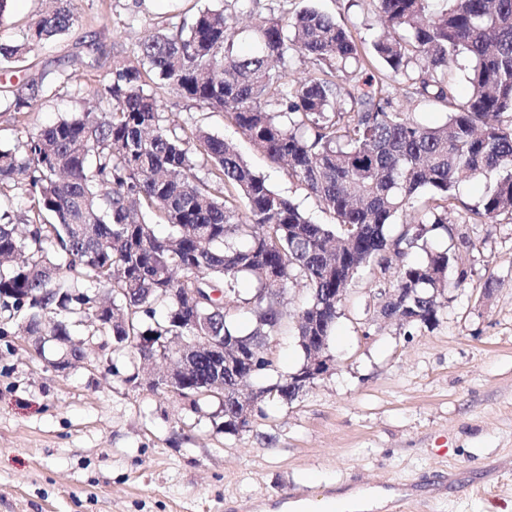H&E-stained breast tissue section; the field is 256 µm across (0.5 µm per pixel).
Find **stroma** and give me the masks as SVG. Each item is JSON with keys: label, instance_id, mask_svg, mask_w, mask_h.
Returning <instances> with one entry per match:
<instances>
[{"label": "stroma", "instance_id": "obj_1", "mask_svg": "<svg viewBox=\"0 0 512 512\" xmlns=\"http://www.w3.org/2000/svg\"><path fill=\"white\" fill-rule=\"evenodd\" d=\"M313 6L350 30L362 52L382 27L374 0H76L78 24L31 62L73 78L31 112H0V147L87 111L114 58L199 10L253 24ZM99 65L81 64L86 34ZM163 112L233 142L251 169L314 222L331 218L287 169L270 163L221 112L151 85ZM465 280L449 274L438 320L421 328L379 313L393 272L361 271L339 307L330 371L289 402L263 404L250 430L227 434L166 394L78 364L59 372L49 342L30 357L13 320L0 321V512H280L337 488L418 498L412 512H512V219L470 224L451 213Z\"/></svg>", "mask_w": 512, "mask_h": 512}]
</instances>
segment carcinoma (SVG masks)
I'll return each instance as SVG.
<instances>
[{
	"label": "carcinoma",
	"instance_id": "cac0c4a2",
	"mask_svg": "<svg viewBox=\"0 0 512 512\" xmlns=\"http://www.w3.org/2000/svg\"><path fill=\"white\" fill-rule=\"evenodd\" d=\"M75 0H56L18 38L0 41V64L23 61L77 21ZM384 32L373 44L382 70L369 74L348 30L315 9L284 23L259 25L255 47L240 52L234 19L204 9L171 33L146 36L131 61L113 62L93 109L0 149V198L24 189L25 233L0 207V311L23 316L29 336H51L68 364L89 359L72 344L82 327L112 343L134 369L168 358L177 337L229 336L248 360L247 378L224 376L232 396L252 382L248 401H291L300 369L282 371L265 341L288 329L289 287L302 283L296 323L303 356L307 336L330 341L336 289L347 291L366 267L390 269L401 244L427 252L396 267L410 323L433 327L438 297L461 254L427 250L432 234L451 235L456 185L483 172L498 178L481 204L466 207L472 224L512 217V0H376ZM298 51L316 68L285 82ZM472 59L471 91L461 98L448 64ZM156 79L201 108L224 113L272 162L288 166L334 219L316 224L254 173L236 148L195 122H175L145 91ZM51 88L30 72L0 88L14 112L32 110ZM448 107L447 120L426 126L394 107L400 93ZM244 205L240 218L238 205ZM408 213L392 241L387 228ZM252 289L243 293V278ZM110 310L94 309L103 303ZM218 358L203 352L175 392L197 394L191 411L214 405L228 434L249 428L243 406L211 388Z\"/></svg>",
	"mask_w": 512,
	"mask_h": 512
}]
</instances>
